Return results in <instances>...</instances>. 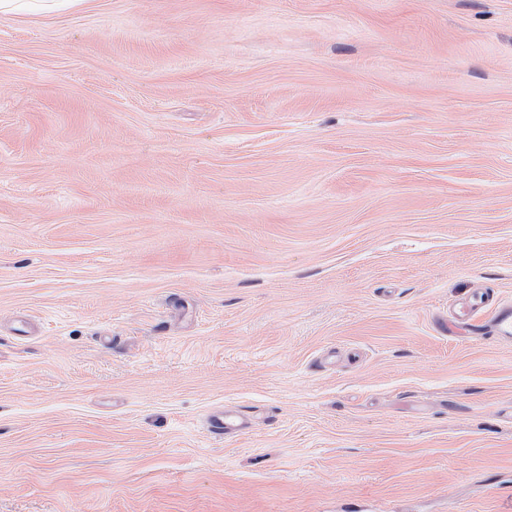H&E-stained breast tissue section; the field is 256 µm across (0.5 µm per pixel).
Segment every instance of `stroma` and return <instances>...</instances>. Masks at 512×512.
Segmentation results:
<instances>
[{"mask_svg": "<svg viewBox=\"0 0 512 512\" xmlns=\"http://www.w3.org/2000/svg\"><path fill=\"white\" fill-rule=\"evenodd\" d=\"M480 288L512 0L0 12V512H512ZM245 427L246 422L243 416L218 408L209 416L207 431L215 438L224 439L229 434L238 432Z\"/></svg>", "mask_w": 512, "mask_h": 512, "instance_id": "35a3bbf8", "label": "stroma"}]
</instances>
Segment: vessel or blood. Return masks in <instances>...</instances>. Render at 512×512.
I'll return each instance as SVG.
<instances>
[{
  "mask_svg": "<svg viewBox=\"0 0 512 512\" xmlns=\"http://www.w3.org/2000/svg\"><path fill=\"white\" fill-rule=\"evenodd\" d=\"M462 326L497 340H511L512 302L495 304L488 292H476L470 301L461 304L453 320L443 322L441 328L448 332ZM245 426L243 416L218 408L209 416L207 431L211 436L223 439Z\"/></svg>",
  "mask_w": 512,
  "mask_h": 512,
  "instance_id": "vessel-or-blood-1",
  "label": "vessel or blood"
}]
</instances>
